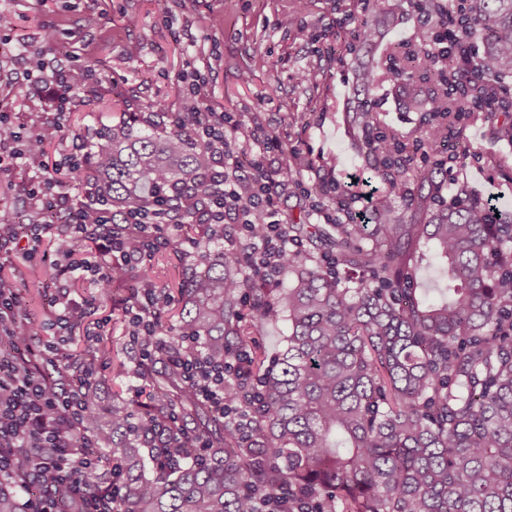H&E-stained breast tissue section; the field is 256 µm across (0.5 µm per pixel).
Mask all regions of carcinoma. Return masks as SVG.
<instances>
[{
  "instance_id": "cac0c4a2",
  "label": "carcinoma",
  "mask_w": 512,
  "mask_h": 512,
  "mask_svg": "<svg viewBox=\"0 0 512 512\" xmlns=\"http://www.w3.org/2000/svg\"><path fill=\"white\" fill-rule=\"evenodd\" d=\"M411 0H376L348 53L372 55L356 71L369 96L389 83L408 112L434 122L423 143L448 138L469 93L441 60V26L460 32L483 94L496 102L512 136V0H417L434 22L422 43L387 65L374 55L382 31ZM196 112L154 124L123 112L84 129L81 172L89 210L123 224L138 210L167 224H195L214 196L209 154L193 137ZM393 168L390 192L415 181L431 195L398 215L380 198L366 223L331 229L290 224L305 248L288 256V286L271 294L245 274L244 253L218 251L189 268L180 284V333L138 378L147 401L100 409L93 455L112 458L122 512H512V212L490 224L488 202L442 199V163L420 170L398 163L394 135L369 143ZM430 243L443 261L447 297L427 299L411 272L413 248ZM288 321L276 360L265 365L253 336ZM188 340L222 362L247 353L249 372L224 383L250 433L188 391L171 362ZM20 489L0 483V512H21Z\"/></svg>"
}]
</instances>
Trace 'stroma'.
I'll list each match as a JSON object with an SVG mask.
<instances>
[{"instance_id":"stroma-1","label":"stroma","mask_w":512,"mask_h":512,"mask_svg":"<svg viewBox=\"0 0 512 512\" xmlns=\"http://www.w3.org/2000/svg\"><path fill=\"white\" fill-rule=\"evenodd\" d=\"M372 0H0V13L14 28L0 35V113L19 114L39 124L49 110V95L28 80L15 47L40 44L46 31L55 38L51 56L88 69L95 99L76 106L66 136L97 122L111 123L117 111L148 117L155 112L224 113L236 126V153L242 173L259 157L301 164L292 175L307 194L283 197L282 219L290 224H324L326 216L344 222L337 192L362 177L385 191L388 176L366 147L370 131L396 134L408 147V166L430 164L434 153L419 143L428 121L421 112L401 109L395 95L361 99L354 92V56L344 45L371 10ZM296 14L306 36L280 26ZM101 16L90 27L85 19ZM365 105L372 130L355 123L353 110ZM498 112H463L448 141L458 161L448 163L449 186H464L469 199L498 194L500 210H512V142L496 137ZM265 138L255 141L254 130ZM183 262L173 247L159 245L143 265L127 268L129 283L150 270L154 287L178 282ZM126 285L114 284L111 298L96 305L91 319L100 330L94 350L75 335L72 353H90L101 367L103 404L141 399L142 383L117 374L108 351L126 345L132 361L124 310Z\"/></svg>"}]
</instances>
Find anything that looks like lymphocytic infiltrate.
Listing matches in <instances>:
<instances>
[{"label":"lymphocytic infiltrate","mask_w":512,"mask_h":512,"mask_svg":"<svg viewBox=\"0 0 512 512\" xmlns=\"http://www.w3.org/2000/svg\"><path fill=\"white\" fill-rule=\"evenodd\" d=\"M19 55L27 77L51 86L57 110L34 130L10 129L0 137V170L21 167L33 172L36 179L26 189V198L65 212L67 221L56 225L33 219L21 235L9 211L0 210V252L18 251L32 259L50 250L55 308L50 324L33 322L15 301L13 280L0 281V338L10 344L9 353H0V479L14 478L21 467L30 469L33 483L42 491L40 498L32 500L31 512H117L111 492L91 488L86 480L98 471L99 462L78 453L72 441L73 432L86 430L93 416L87 389L96 385L98 370L92 365L81 374H70L63 355L93 305L89 298L81 303L74 299L76 284L88 285L97 296H104L109 287L106 269L117 270L140 259L156 246L157 239L153 224L137 213L118 229L89 223L87 209L77 201L82 181L60 178L62 171L85 168L86 142L57 159L44 150L46 144L59 141L65 130V105L90 96L88 74L78 66L54 64L47 53L26 45L20 46ZM194 135L212 156L224 161L221 188L207 212L211 231L221 233L225 221L233 220L239 235L231 240V249L250 247L252 272L276 280L289 253L302 247L282 224L278 211L280 198L295 194L299 182L282 168L262 162L255 165L257 177L240 175L223 113H209ZM92 239L97 242L95 253L82 256L84 244ZM157 304V292L149 288L139 301L126 307L132 342L140 344L155 335ZM178 360L190 389L225 414L239 433H248V419L224 395L225 381L245 371L244 356L218 366L188 352L179 354Z\"/></svg>","instance_id":"f902f5d3"}]
</instances>
